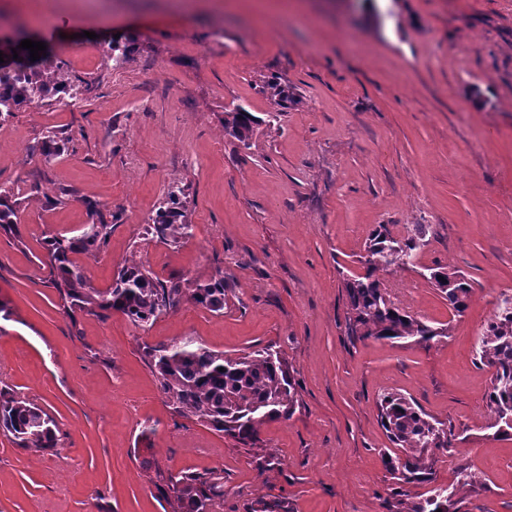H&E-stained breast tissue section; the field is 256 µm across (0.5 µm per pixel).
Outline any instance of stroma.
I'll return each mask as SVG.
<instances>
[{
    "instance_id": "stroma-1",
    "label": "stroma",
    "mask_w": 512,
    "mask_h": 512,
    "mask_svg": "<svg viewBox=\"0 0 512 512\" xmlns=\"http://www.w3.org/2000/svg\"><path fill=\"white\" fill-rule=\"evenodd\" d=\"M52 12L42 39L78 99L21 106L0 123V186L20 200L0 232V382L56 421L55 448L0 435V512H174L150 470L224 471L216 512L255 497L291 512H394L391 446L376 408L398 392L448 422L436 464L456 459L487 484L459 512H512V436L488 429L490 373L478 338L512 294V0H0V16ZM137 17V50L112 65L110 29ZM299 97L251 148L224 136L226 107L261 116L260 85ZM56 135L61 154L41 147ZM181 180L192 237L157 242L150 217ZM39 184L40 194L29 192ZM112 218L106 248L83 263L106 288L128 259L163 280L223 274L217 315L183 301L141 330L119 314L66 315L43 243ZM428 227L413 268L382 273L396 302L448 336L430 346L347 335L343 279L362 273L372 232ZM473 288L453 315L426 269ZM191 338L230 354L280 346L298 406L261 428L258 466L224 435L173 412L143 344Z\"/></svg>"
}]
</instances>
